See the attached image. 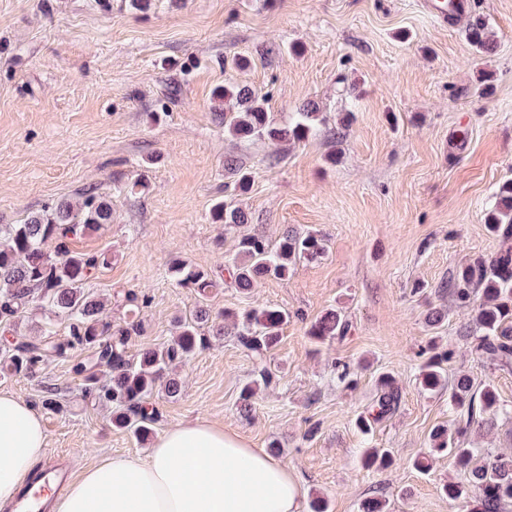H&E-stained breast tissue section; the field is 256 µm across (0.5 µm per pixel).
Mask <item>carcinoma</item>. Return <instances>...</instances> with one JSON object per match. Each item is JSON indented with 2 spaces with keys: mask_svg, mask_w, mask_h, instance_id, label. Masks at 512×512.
I'll list each match as a JSON object with an SVG mask.
<instances>
[{
  "mask_svg": "<svg viewBox=\"0 0 512 512\" xmlns=\"http://www.w3.org/2000/svg\"><path fill=\"white\" fill-rule=\"evenodd\" d=\"M468 37L476 48L486 52L492 49V32L485 19H471ZM215 98L222 103V108L215 111L216 120L236 139L299 144L325 124L323 113L310 101L287 123L279 124L264 107L266 97L247 85L228 84L215 91ZM224 168L234 175V195L249 192L250 173L232 158L225 159ZM495 197V205L484 215V224L489 233L501 239V246L494 256L478 257L461 267L448 282V292L455 303L474 312L475 353L504 370L512 368V179L498 185ZM210 216L213 222L230 228L248 222V214L233 200L216 203ZM110 223V200L88 187L75 202L62 200L30 215L22 224L0 225V334L13 335L17 314L37 302L54 308L57 316L67 321L65 334L54 340L50 331L43 337L10 340L0 349V369L33 378L49 357H65L76 349L86 351L87 356L72 367L83 394L113 409V427L131 430L142 441L151 434L150 423L156 416V409L149 406L150 397L156 392L168 398L180 395L181 382L173 369L204 348L203 329L212 317L210 309L202 306L191 319L176 320L177 332L170 344L161 349L145 348L135 357L127 355L132 337L144 331L136 310L148 303V298L128 292V320L113 325L107 302L86 289L88 280L112 263V255L86 254L70 247L74 238L97 232ZM326 250V241L315 231L287 233L275 244L261 235L246 234L239 238L225 271L235 287L246 291L260 279L288 278L296 265L317 260ZM170 273L177 285L191 288L201 297L218 286L215 275L181 260L173 261ZM228 318L233 320L239 344L262 362L279 342L288 312L269 306L222 315V319ZM348 331L349 321L338 308L314 323L310 336L324 344ZM452 358L450 350L430 356L420 368L421 386L426 390L444 386V365ZM272 380V372L261 368L259 378L242 388L241 409L251 412L257 390ZM377 386L379 392L368 414L355 419V426L364 433L399 406L400 394L389 374H380ZM450 401L458 415L456 425L452 430L444 426L432 430L430 452L445 454L467 470L477 497V512H504L505 506L512 504V454H493L472 448L466 441L468 430L476 422L499 411L493 380L488 378L477 385L461 374L451 385ZM363 464L367 469L387 468L392 458L386 449L371 448ZM443 490L454 501L468 498L471 491L451 483Z\"/></svg>",
  "mask_w": 512,
  "mask_h": 512,
  "instance_id": "1",
  "label": "carcinoma"
}]
</instances>
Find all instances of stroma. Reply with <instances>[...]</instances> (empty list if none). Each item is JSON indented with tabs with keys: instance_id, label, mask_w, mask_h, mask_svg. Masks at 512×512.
Returning <instances> with one entry per match:
<instances>
[{
	"instance_id": "35a3bbf8",
	"label": "stroma",
	"mask_w": 512,
	"mask_h": 512,
	"mask_svg": "<svg viewBox=\"0 0 512 512\" xmlns=\"http://www.w3.org/2000/svg\"><path fill=\"white\" fill-rule=\"evenodd\" d=\"M109 3L0 0V225L90 186L106 195L111 224L72 247L111 253L88 288L111 299L113 323L128 318L127 292L148 296L132 355L170 342L174 317L203 303L170 279L173 259L217 272L240 234L274 242L319 231L329 245L322 259L248 292L221 282L204 302L214 312L271 306L290 315L267 358L275 380L257 392L252 413L241 410L240 391L255 375L253 357L235 337L211 336L177 368L182 396L153 398L155 433L189 419L222 421L252 447L273 449L328 512H363L372 498L386 501L385 512H471L442 490L466 480L448 457L429 456L424 474L413 467L429 455L431 431L455 424L447 391L423 389L418 366L434 339L455 352L449 376L492 378L504 413L473 426L469 439L512 453V369L491 370L472 352L471 314L447 291L457 268L500 245L483 215L512 179V0H475L474 14L495 34L488 54L465 25L441 26L419 0H155L144 11ZM234 54L249 67H224ZM173 84L180 94L170 99ZM224 84L265 94L277 122L309 100L327 122L294 148L232 139L214 119L213 91ZM348 113L350 127L333 141ZM230 156L253 176L238 200L250 222L237 230L209 220ZM142 175L143 194L115 191ZM418 282L425 292L414 293ZM337 307L350 332L316 346L311 324ZM432 308L443 314L434 327ZM82 356L49 359L35 378L0 376V392L32 403L50 450L75 467L146 456L150 444L84 401L72 373ZM337 360L350 363L354 384L338 381ZM384 372L401 401L366 436L354 420ZM50 384L66 412L44 407ZM369 440L391 450L392 467H363Z\"/></svg>"
}]
</instances>
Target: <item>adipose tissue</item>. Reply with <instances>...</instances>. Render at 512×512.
<instances>
[{
  "mask_svg": "<svg viewBox=\"0 0 512 512\" xmlns=\"http://www.w3.org/2000/svg\"><path fill=\"white\" fill-rule=\"evenodd\" d=\"M48 448L33 405L0 392V507L10 504ZM300 478L223 425L187 420L144 457L112 456L82 469L54 512H305Z\"/></svg>",
  "mask_w": 512,
  "mask_h": 512,
  "instance_id": "adipose-tissue-1",
  "label": "adipose tissue"
}]
</instances>
